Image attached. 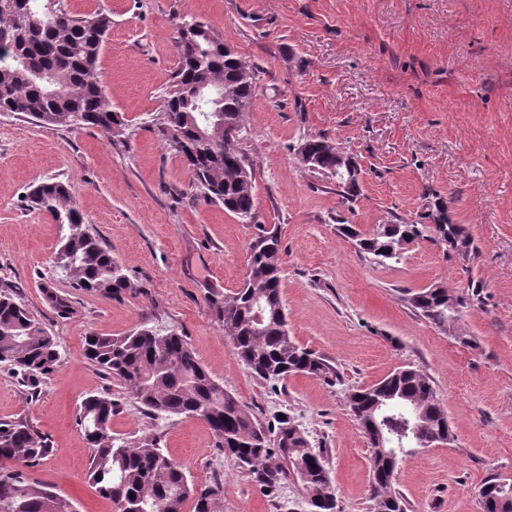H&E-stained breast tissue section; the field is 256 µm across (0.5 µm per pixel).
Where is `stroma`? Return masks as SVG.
Here are the masks:
<instances>
[{"instance_id": "stroma-1", "label": "stroma", "mask_w": 512, "mask_h": 512, "mask_svg": "<svg viewBox=\"0 0 512 512\" xmlns=\"http://www.w3.org/2000/svg\"><path fill=\"white\" fill-rule=\"evenodd\" d=\"M112 14L99 72L126 143L95 128L69 130L0 115V285L57 336L59 367L30 397L0 365V419L25 418L54 455L33 468L76 512H112L85 480L86 443L74 423L82 398L121 402L114 433L150 432L124 386L83 356L89 331L119 336L148 324L183 336L200 362L263 424L288 414L323 449L344 512H373L366 438L349 389L403 365L427 374L455 432L447 445L404 455L394 487L408 512H480L492 476L512 481V0H72ZM199 17L260 70L243 147L254 164V222L186 194L179 157L147 126L175 68L176 18ZM343 143L361 167V195L343 203L334 180L301 169L303 138ZM48 177L66 182L88 231L112 249L136 289L107 298L72 290L52 267L60 230L23 196ZM466 225L467 257L422 237L382 265L336 232L335 216L363 230L401 218L429 224L436 200ZM277 229L290 336L327 357L331 386L303 375L271 385L253 377L217 322L210 291L239 287L257 226ZM460 345L414 311L407 294L444 284L467 296ZM70 295L63 317L44 285ZM170 457L197 484H220L217 512H304L297 482L261 491L215 446L207 425L161 426Z\"/></svg>"}]
</instances>
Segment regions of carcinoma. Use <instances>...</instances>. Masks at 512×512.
<instances>
[{"instance_id":"carcinoma-1","label":"carcinoma","mask_w":512,"mask_h":512,"mask_svg":"<svg viewBox=\"0 0 512 512\" xmlns=\"http://www.w3.org/2000/svg\"><path fill=\"white\" fill-rule=\"evenodd\" d=\"M0 0V112L19 114L43 126L97 128L109 141L130 135L128 120L112 109L101 85L98 62L112 29L102 9L76 12L69 0ZM179 61L151 118L156 138L179 156L190 175L192 197L218 205L241 220L255 213V178L242 148L256 98L257 69L238 54L224 52V39L192 15L176 21ZM297 150L332 174L345 168L340 143L324 136L302 140ZM336 194L348 203L360 195V174L339 180ZM31 206L58 224L61 234L53 266L71 287L107 298L133 291L112 256V248L86 229L68 186L55 179L28 195ZM442 223L429 227L398 220L370 233L336 219L337 231L379 262H397L406 245L428 229L436 242L452 240L467 255L474 249L467 227L436 209ZM246 281L230 294H211L210 306L242 364L259 380L277 383L298 374L327 384L340 382L336 367L289 336L282 296L278 234L258 227L249 243ZM46 300L60 315L72 313V300L50 286ZM410 306L438 330L462 345L470 336L456 332L466 299L441 284L409 294ZM83 355L104 376L120 381L152 420L189 415L201 419L216 447L247 471L254 482L276 495L291 477L300 485L305 512H342L322 452L311 447L293 417L276 420L269 430L199 362L182 336L142 325L121 336L91 332ZM61 360L54 336L21 301L18 287L0 286V364L20 377L30 396ZM349 410L369 442L374 512H407L393 487L401 455L417 444L455 440L448 414L431 378L413 367L399 368L348 395ZM120 402L110 392H91L80 402L75 424L89 450L86 479L122 512H215L219 484L198 485L148 433L129 441L112 433ZM54 452L51 441L23 418L0 420V512H68L69 500L53 486L35 480L30 469ZM481 512H512V483L497 477L480 490Z\"/></svg>"}]
</instances>
